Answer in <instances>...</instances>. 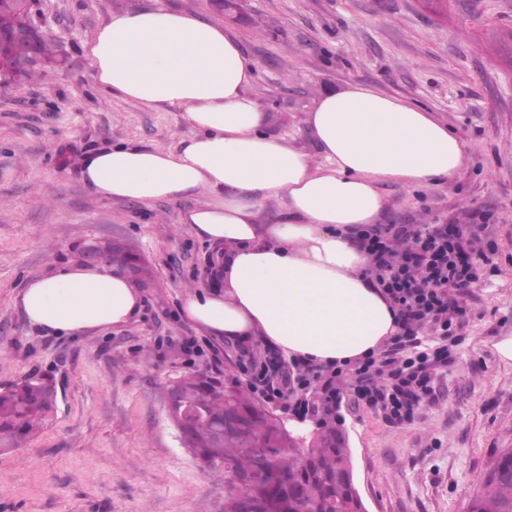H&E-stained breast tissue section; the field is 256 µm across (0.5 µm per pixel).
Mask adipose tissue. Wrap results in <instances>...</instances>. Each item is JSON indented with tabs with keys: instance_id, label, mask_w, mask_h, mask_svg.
<instances>
[{
	"instance_id": "adipose-tissue-1",
	"label": "adipose tissue",
	"mask_w": 512,
	"mask_h": 512,
	"mask_svg": "<svg viewBox=\"0 0 512 512\" xmlns=\"http://www.w3.org/2000/svg\"><path fill=\"white\" fill-rule=\"evenodd\" d=\"M108 95L184 112L177 145L122 142L87 150L84 184L144 205L202 195L180 221L223 256L221 287L188 292L183 312L228 340L260 338L287 358L356 363L397 332L372 283L354 227L378 223L384 182L409 188L452 178L472 144L431 112L374 87L322 91L306 117L314 151L264 130L254 63L224 26L152 8L111 14L89 43ZM27 322L57 336L123 326L143 297L126 276L67 264L29 280L16 299Z\"/></svg>"
}]
</instances>
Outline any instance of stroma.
Wrapping results in <instances>:
<instances>
[{
    "label": "stroma",
    "mask_w": 512,
    "mask_h": 512,
    "mask_svg": "<svg viewBox=\"0 0 512 512\" xmlns=\"http://www.w3.org/2000/svg\"><path fill=\"white\" fill-rule=\"evenodd\" d=\"M156 8L219 14L212 0H39L33 17L56 61L0 85V388L51 378L58 409L24 447L0 453V512H224V472L184 448L167 413L172 380L205 373L240 385L269 347L210 335L187 320L191 288H213L208 244L180 214L201 196L143 205L99 197L77 160L134 141L193 135L183 112L135 107L97 87L85 45L111 13ZM257 68L266 131L312 141L319 91L362 83L430 112L473 145L453 178L385 182V224L467 226L478 283L450 291L449 364L412 421L392 424L350 396L331 414L345 432L367 512H466L493 459L512 448V0H244L231 23ZM118 240L153 271L138 317L77 337L32 328L15 304L26 281Z\"/></svg>",
    "instance_id": "obj_1"
}]
</instances>
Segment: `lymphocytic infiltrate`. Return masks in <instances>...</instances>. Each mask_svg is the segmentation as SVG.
<instances>
[{"label":"lymphocytic infiltrate","mask_w":512,"mask_h":512,"mask_svg":"<svg viewBox=\"0 0 512 512\" xmlns=\"http://www.w3.org/2000/svg\"><path fill=\"white\" fill-rule=\"evenodd\" d=\"M360 241L372 258L377 287L396 307L399 331L387 353L360 363L354 392L388 422L400 423L432 391L425 344L448 325L449 291L475 284L478 271L460 229L445 224L370 226L361 230ZM342 372L338 365L321 369L294 360L280 364L278 380L261 370L253 381L266 402L280 403L321 383L323 374Z\"/></svg>","instance_id":"1"}]
</instances>
